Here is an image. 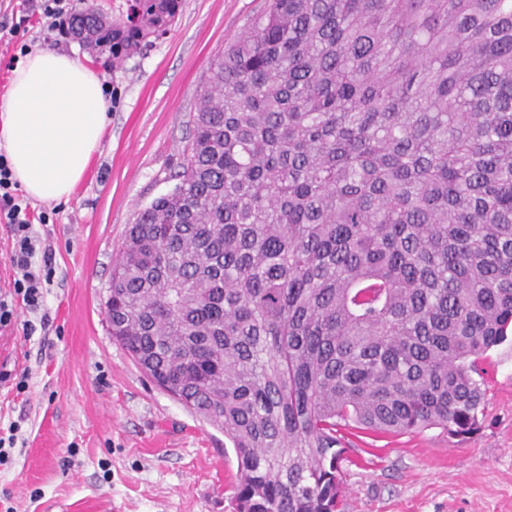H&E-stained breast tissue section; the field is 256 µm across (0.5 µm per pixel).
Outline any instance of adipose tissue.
Segmentation results:
<instances>
[{"instance_id": "ef3b65f1", "label": "adipose tissue", "mask_w": 512, "mask_h": 512, "mask_svg": "<svg viewBox=\"0 0 512 512\" xmlns=\"http://www.w3.org/2000/svg\"><path fill=\"white\" fill-rule=\"evenodd\" d=\"M110 106L103 80L75 58L42 49L17 65L0 100V146L27 196L70 200L101 145Z\"/></svg>"}]
</instances>
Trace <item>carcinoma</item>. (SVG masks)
I'll return each mask as SVG.
<instances>
[{"label":"carcinoma","mask_w":512,"mask_h":512,"mask_svg":"<svg viewBox=\"0 0 512 512\" xmlns=\"http://www.w3.org/2000/svg\"><path fill=\"white\" fill-rule=\"evenodd\" d=\"M180 6L72 25L116 67ZM193 123L112 338L224 432L236 512H336L349 427L472 433L512 333V0H268Z\"/></svg>","instance_id":"obj_1"}]
</instances>
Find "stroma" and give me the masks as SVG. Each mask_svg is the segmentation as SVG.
I'll use <instances>...</instances> for the list:
<instances>
[{
	"mask_svg": "<svg viewBox=\"0 0 512 512\" xmlns=\"http://www.w3.org/2000/svg\"><path fill=\"white\" fill-rule=\"evenodd\" d=\"M266 6L182 0L171 30L118 67L42 25L26 33L32 50L97 71L112 109L85 177L39 229L55 245L47 329L26 333L21 308L0 331V367L31 371L23 395L0 382V428L22 423L13 461L0 467V512H233L231 443L113 340L105 301L129 224L176 184L210 62ZM482 366L474 434L351 435L337 512H512V341Z\"/></svg>",
	"mask_w": 512,
	"mask_h": 512,
	"instance_id": "1",
	"label": "stroma"
}]
</instances>
